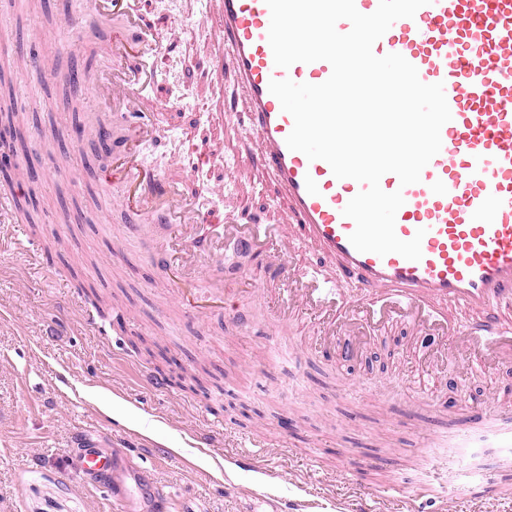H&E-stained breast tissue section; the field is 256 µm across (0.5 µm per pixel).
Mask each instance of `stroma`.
Returning <instances> with one entry per match:
<instances>
[{"mask_svg": "<svg viewBox=\"0 0 512 512\" xmlns=\"http://www.w3.org/2000/svg\"><path fill=\"white\" fill-rule=\"evenodd\" d=\"M143 32L174 45L144 104L161 137L142 150L146 165L177 177L174 160L193 149L218 146L213 171L220 189L201 194L202 215L261 214L278 223L277 192L253 167L256 141L246 130L241 90L221 69L225 44L216 25L200 26V0H136ZM63 0H18L0 8V59L29 45L57 62L58 71L89 70L100 77L104 58L87 44L69 50L75 32L61 28ZM18 94L32 106L50 102L54 116L66 107L64 85L24 70ZM41 120L30 130V149L44 172L41 219H57L60 201H77L72 228L96 265L70 254L28 256L0 223V512H111L112 502L79 476L74 445L80 435L108 447L124 444L129 463L149 471L180 512H251L259 487L251 473L224 452L262 451L276 474L277 496L310 503L309 512H340L343 501L363 498L374 512H416L412 498L379 499L389 479L411 483L429 477L444 491L442 512H512V484L504 485L510 448H473L457 455L438 447L450 431L448 398L484 408L512 401V363L468 373L472 358L454 343H412L405 323L368 341L353 359L324 344L311 315L284 322L262 262L252 256L217 258L201 285L239 289L229 305L236 321L215 313L185 317L162 272L152 265L167 230L143 222L128 235L121 208L99 178L110 158L96 157L91 140L63 137L46 154ZM123 288L125 332L107 336L82 318L91 304L85 290ZM156 338L171 365L135 353L131 334ZM208 358L214 377L190 390L179 366ZM158 370L166 388L142 383V369ZM213 431L221 453L190 442ZM147 446H140V439ZM174 449L158 455L155 444Z\"/></svg>", "mask_w": 512, "mask_h": 512, "instance_id": "obj_1", "label": "stroma"}]
</instances>
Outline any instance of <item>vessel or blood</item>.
<instances>
[{
    "instance_id": "1",
    "label": "vessel or blood",
    "mask_w": 512,
    "mask_h": 512,
    "mask_svg": "<svg viewBox=\"0 0 512 512\" xmlns=\"http://www.w3.org/2000/svg\"><path fill=\"white\" fill-rule=\"evenodd\" d=\"M218 26L230 48L228 61L245 95V115L259 152L255 164L286 202L287 221L255 217L244 224L211 216L200 223L193 200L177 182L139 163L140 144L156 138L154 126L136 123L134 140L112 146L107 184L127 212L167 225L184 253L167 278L179 304L199 316L223 311L222 292L197 288L204 261L223 254L225 244L263 258L281 285L282 305L314 313L326 336H340L352 349L357 336H377L395 321L417 333L457 339L479 361L512 362V325L499 310L512 306V0H431L414 17L396 20L373 45L376 56L402 55L423 83H443L451 119L440 131L441 149L422 169L420 180L401 185L396 174L380 179L384 192H401L395 233L421 240V257L380 256L356 250L355 229L344 208L363 183L336 178L330 165L290 150L294 126L271 94V80L320 84L332 73L328 62L276 66L268 41L271 13L265 0H216ZM95 16L112 31L103 66V90L117 115L138 111L163 55L146 41L128 0H78L67 20L81 26ZM318 250L333 267L324 276L293 260L295 244ZM367 291L351 303L343 289ZM465 307L468 321L453 307ZM459 431L475 444L492 433L512 440V405L489 413L470 407L458 418ZM126 451L104 454L80 441V471L105 488L122 512L130 506L139 474L126 470Z\"/></svg>"
}]
</instances>
